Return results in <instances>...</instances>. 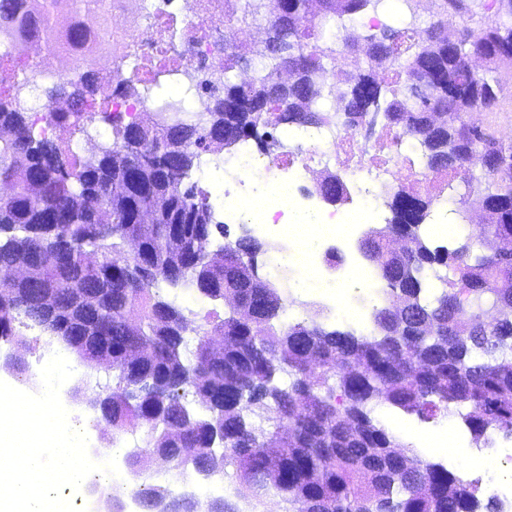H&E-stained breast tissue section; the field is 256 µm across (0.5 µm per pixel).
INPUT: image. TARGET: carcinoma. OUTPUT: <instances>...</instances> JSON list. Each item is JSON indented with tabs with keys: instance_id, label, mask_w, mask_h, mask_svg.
I'll use <instances>...</instances> for the list:
<instances>
[{
	"instance_id": "obj_1",
	"label": "carcinoma",
	"mask_w": 512,
	"mask_h": 512,
	"mask_svg": "<svg viewBox=\"0 0 512 512\" xmlns=\"http://www.w3.org/2000/svg\"><path fill=\"white\" fill-rule=\"evenodd\" d=\"M385 2L280 0L283 17L266 21L248 88L232 81L240 57L226 52L224 76L205 87L204 118L124 123L105 112L113 140L88 156L38 130L0 92V129L11 132L0 140V345L25 352L19 321L88 368L112 371L107 411L92 420L108 446L129 429L143 434L129 471L151 468L164 448L181 474L232 468L243 498L278 478L269 489L282 512L303 501L309 512H501L482 499L480 480L420 456L372 412L387 403L427 418L467 406L461 418L475 440L512 436V248L499 246L512 240V145L465 123L507 98L494 73L512 66V0H435L425 21L382 20L364 35L367 67L346 74L351 47L336 46L332 30L386 13ZM232 7L265 17L263 0ZM450 14L476 26L450 30ZM410 23L425 31L412 48L402 41ZM47 24L26 0H0V31ZM286 63L299 78L285 91L275 75ZM102 89L92 65L51 89L49 101L72 106L54 113L55 126H81L86 104H104ZM334 116L414 138L430 170L479 185L454 213L467 220L475 202L488 217L478 239L433 248L422 231L430 201L402 188L386 196L389 223L364 244L385 284L366 334L329 327L319 310L284 319L285 289L255 271L271 244L247 233L214 239L227 229L194 181L204 148L253 139L268 153L281 127ZM317 190L346 200L332 174ZM98 226L112 233L99 236ZM430 274L444 285L432 301ZM184 290L224 313L196 323L170 297Z\"/></svg>"
}]
</instances>
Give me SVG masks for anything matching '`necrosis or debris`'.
Masks as SVG:
<instances>
[{
  "mask_svg": "<svg viewBox=\"0 0 512 512\" xmlns=\"http://www.w3.org/2000/svg\"><path fill=\"white\" fill-rule=\"evenodd\" d=\"M107 18L106 39L74 49L66 32L76 23L96 28ZM56 49L38 52L34 38L0 33V59H8L16 82L13 92L32 106L44 132H53L52 112L67 111L66 103L39 105V82L68 75L91 62L110 72L113 83L139 73L145 85L174 74L177 85L198 87L207 73L220 69V44L231 40L243 51L263 37L257 27L229 13L227 0H168L165 10L149 8L147 0H107L103 11L88 10L79 0H58L52 16ZM295 145L277 155L259 151L252 142L214 154L211 167L222 169L224 191L219 211L227 224H250L274 238L269 274L308 284L335 316L361 323L362 303L378 296L372 272L352 250L359 225L383 224L381 208L387 192L402 187L429 198L437 220H444L452 190L446 175L432 172L417 158L412 141L399 131L376 139L345 125L330 123L290 134ZM339 175L347 187L344 210L322 206L311 184L325 172ZM267 199L276 209L268 222L250 198Z\"/></svg>",
  "mask_w": 512,
  "mask_h": 512,
  "instance_id": "4bbe7bcc",
  "label": "necrosis or debris"
}]
</instances>
